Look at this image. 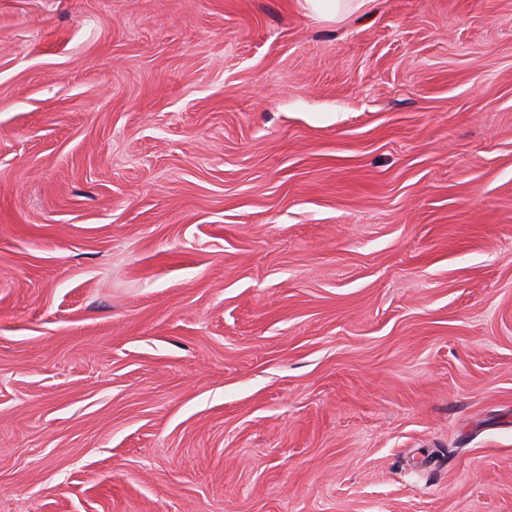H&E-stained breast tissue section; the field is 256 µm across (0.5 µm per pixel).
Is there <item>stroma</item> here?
Listing matches in <instances>:
<instances>
[{"instance_id": "1", "label": "stroma", "mask_w": 512, "mask_h": 512, "mask_svg": "<svg viewBox=\"0 0 512 512\" xmlns=\"http://www.w3.org/2000/svg\"><path fill=\"white\" fill-rule=\"evenodd\" d=\"M0 512H512V0H0ZM368 0H305L306 8L322 17L333 19L352 9L361 8Z\"/></svg>"}]
</instances>
